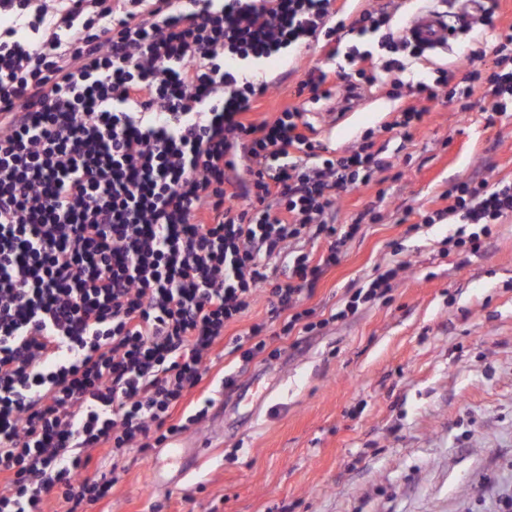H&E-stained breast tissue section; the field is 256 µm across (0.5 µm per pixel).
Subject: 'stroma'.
<instances>
[{"instance_id": "obj_1", "label": "stroma", "mask_w": 512, "mask_h": 512, "mask_svg": "<svg viewBox=\"0 0 512 512\" xmlns=\"http://www.w3.org/2000/svg\"><path fill=\"white\" fill-rule=\"evenodd\" d=\"M471 39L458 31L414 79L431 84L450 68L464 76L457 56ZM323 59L310 50L294 67L276 66L255 119L286 106ZM397 105L373 90L317 137L343 154ZM375 142L399 175L341 192L338 227L368 208L378 220L362 224L305 297L322 328L281 335L282 319L257 292L224 339L264 324L277 357L226 353L209 371L260 375L255 404L225 399L223 415L208 411L186 430L207 449L173 488L152 487V454H128L93 512H498L512 497V216L475 251L449 244L455 225L422 223L454 178L512 181V107L490 119L440 101L411 138L377 133ZM392 266L385 297L334 319Z\"/></svg>"}]
</instances>
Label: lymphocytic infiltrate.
<instances>
[{
    "mask_svg": "<svg viewBox=\"0 0 512 512\" xmlns=\"http://www.w3.org/2000/svg\"><path fill=\"white\" fill-rule=\"evenodd\" d=\"M482 0L463 80L410 85L415 104L379 131L408 135L444 99L502 113L512 102V25ZM0 512H44L48 497L88 512L131 450L161 447L206 416L204 380L228 324L257 291L285 330L312 331L300 304L339 263V191L391 162L366 133L324 156L302 131L307 104L391 83L420 59L393 14L370 0H0ZM379 35L388 59L331 62L339 33ZM319 44L326 64L297 83L296 104L258 123L288 48ZM436 221L512 215V182L458 180ZM324 252L289 256L306 235ZM287 281H278L279 267Z\"/></svg>",
    "mask_w": 512,
    "mask_h": 512,
    "instance_id": "obj_1",
    "label": "lymphocytic infiltrate"
}]
</instances>
